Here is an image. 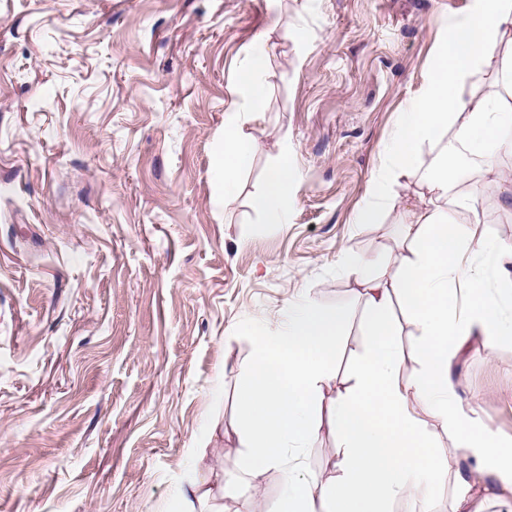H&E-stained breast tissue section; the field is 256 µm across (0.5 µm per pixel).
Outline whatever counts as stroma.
<instances>
[{
    "label": "stroma",
    "mask_w": 512,
    "mask_h": 512,
    "mask_svg": "<svg viewBox=\"0 0 512 512\" xmlns=\"http://www.w3.org/2000/svg\"><path fill=\"white\" fill-rule=\"evenodd\" d=\"M475 0H0V512H182L197 475L238 486L224 512H271L282 475L241 480L238 386L253 326L308 298L348 308L326 397L347 393L368 336L356 254L407 258L417 172L358 224L400 117ZM266 109L233 200L212 178L234 69L257 48ZM288 147V221L250 206ZM473 258L496 289L512 209L478 199ZM451 381L478 426L512 441V340L473 337ZM426 426L447 476L388 512H453L464 462ZM322 421L302 462L336 477Z\"/></svg>",
    "instance_id": "obj_1"
}]
</instances>
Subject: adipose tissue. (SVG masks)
I'll list each match as a JSON object with an SVG mask.
<instances>
[{
	"mask_svg": "<svg viewBox=\"0 0 512 512\" xmlns=\"http://www.w3.org/2000/svg\"><path fill=\"white\" fill-rule=\"evenodd\" d=\"M494 68L495 82L471 91L467 85L484 68ZM265 56L254 53L237 67L236 92L246 112L265 110L261 74ZM512 124V0H477L472 17L449 28L438 46L428 84L404 112L386 150V162L368 187L373 202L356 221L375 224V205L390 180L415 170L430 199L406 229L409 257L392 278L356 255L344 262L363 280L369 303V341L357 369L353 390L328 401L329 358L338 329L347 321L342 308L304 300L288 310L276 328L255 329V356L239 391L245 448L240 468L248 476L276 469L282 494L272 512H386L388 499L427 494L442 481L433 453L435 442L424 416L438 420L472 463L454 474L455 512H482L472 496L476 485L493 480L512 492V446L493 439L457 402L449 386V361L472 336L487 342L512 337V307L493 299L482 270L465 256L481 222L477 196L455 189L448 154L420 161L419 147L436 144L443 134L469 152L481 154L488 175L482 189L503 193L495 153L504 148L499 133ZM255 141L243 123L224 124L212 176L232 196L240 173L252 162ZM293 161L281 153L251 199L266 223L286 221L285 203ZM469 285V308L460 310L451 290L455 281ZM400 296L420 338L414 349L422 370L411 381L400 377L403 353L395 342L393 296ZM328 416L341 440L338 476L330 482L307 477L301 455L313 441L321 416Z\"/></svg>",
	"mask_w": 512,
	"mask_h": 512,
	"instance_id": "adipose-tissue-1",
	"label": "adipose tissue"
}]
</instances>
